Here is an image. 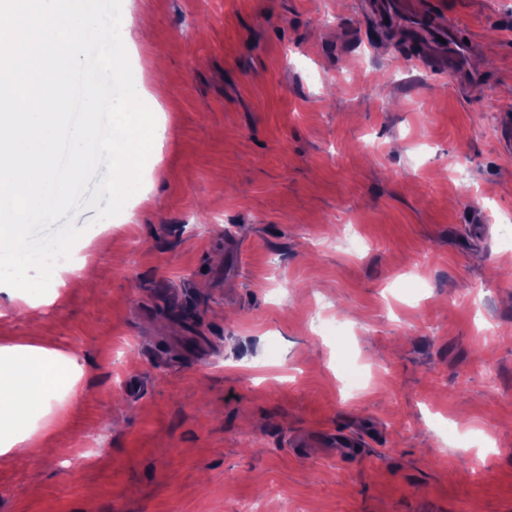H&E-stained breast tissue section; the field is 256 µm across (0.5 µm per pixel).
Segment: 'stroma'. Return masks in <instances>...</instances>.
Segmentation results:
<instances>
[{
	"label": "stroma",
	"instance_id": "1",
	"mask_svg": "<svg viewBox=\"0 0 512 512\" xmlns=\"http://www.w3.org/2000/svg\"><path fill=\"white\" fill-rule=\"evenodd\" d=\"M423 2L462 87L363 0H122L160 149L0 321L91 361L0 512H512V0ZM437 38L444 39V54L438 59L439 68L457 79H465L472 73L473 43H465L454 23H448V29L437 31Z\"/></svg>",
	"mask_w": 512,
	"mask_h": 512
}]
</instances>
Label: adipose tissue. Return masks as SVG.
<instances>
[{"label":"adipose tissue","mask_w":512,"mask_h":512,"mask_svg":"<svg viewBox=\"0 0 512 512\" xmlns=\"http://www.w3.org/2000/svg\"><path fill=\"white\" fill-rule=\"evenodd\" d=\"M85 358L33 340L0 342V461L36 459L59 407L83 397Z\"/></svg>","instance_id":"ef3b65f1"}]
</instances>
